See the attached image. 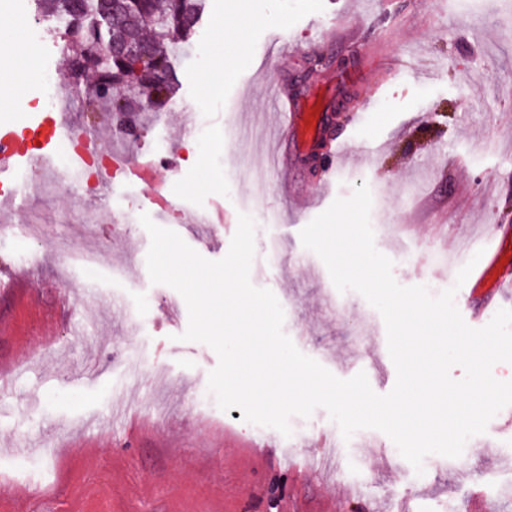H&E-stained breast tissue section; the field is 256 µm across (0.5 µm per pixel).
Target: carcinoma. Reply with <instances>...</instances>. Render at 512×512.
<instances>
[{"instance_id":"cac0c4a2","label":"carcinoma","mask_w":512,"mask_h":512,"mask_svg":"<svg viewBox=\"0 0 512 512\" xmlns=\"http://www.w3.org/2000/svg\"><path fill=\"white\" fill-rule=\"evenodd\" d=\"M203 0H35V20L50 22L69 41L79 44L74 59L99 58L96 30L112 29L118 40L145 42L155 57L150 69H140L120 55L97 63V81L105 88L102 101L119 97L118 112H139L144 103L161 107L174 91L169 60L190 48Z\"/></svg>"}]
</instances>
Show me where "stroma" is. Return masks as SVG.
Segmentation results:
<instances>
[{
	"mask_svg": "<svg viewBox=\"0 0 512 512\" xmlns=\"http://www.w3.org/2000/svg\"><path fill=\"white\" fill-rule=\"evenodd\" d=\"M263 15L243 47H224L229 68L207 88L217 18L233 5ZM34 0H0V68L13 70L12 43L38 52L37 73L19 93L26 107L66 82L65 43L34 19ZM295 50L280 57L278 48ZM352 60L361 80L336 120L348 147L335 172L310 170L281 188L267 155L281 130L277 93L323 84ZM176 92L154 120L114 133L131 163L150 157L144 179L89 192L77 184L41 193L14 209L0 193V265L21 295L0 299V512H469L479 484L494 512H512V406L470 438L461 464L417 479L393 441L362 429L337 462L321 436L338 432L325 409L292 416V453L310 473L248 442L282 438L275 429L221 410L208 390L218 364L207 344L182 340V296L152 283L146 265L149 214L208 260L222 259L239 214L256 224L250 279L271 290L295 346L332 374L365 372L380 395L395 385L381 314L359 293L338 291L299 233L339 197L368 185L375 246L404 286L456 276L492 227L512 232V0H487L468 16L448 0H205L191 48L176 55ZM192 139L200 165L182 144ZM309 199L303 215L294 197ZM128 214L111 225L108 209ZM97 219L88 232L87 219ZM41 225L30 235L28 225ZM455 265L442 263L446 250ZM70 274L60 305L58 269ZM140 325L126 334L130 318Z\"/></svg>",
	"mask_w": 512,
	"mask_h": 512,
	"instance_id": "obj_1",
	"label": "stroma"
}]
</instances>
